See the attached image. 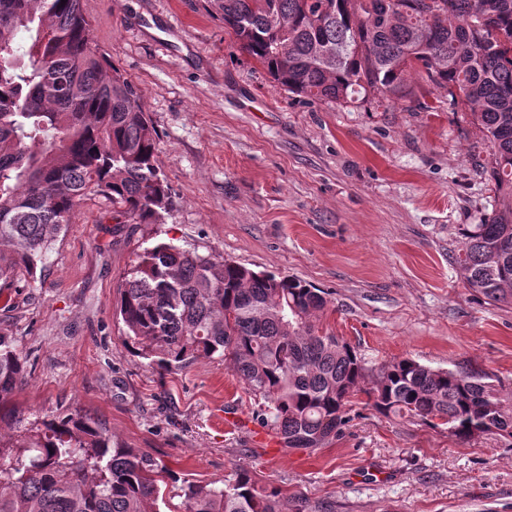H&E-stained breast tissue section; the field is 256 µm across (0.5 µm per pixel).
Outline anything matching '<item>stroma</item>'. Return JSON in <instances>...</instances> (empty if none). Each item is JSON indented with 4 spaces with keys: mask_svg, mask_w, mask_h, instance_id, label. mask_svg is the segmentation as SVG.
Masks as SVG:
<instances>
[{
    "mask_svg": "<svg viewBox=\"0 0 512 512\" xmlns=\"http://www.w3.org/2000/svg\"><path fill=\"white\" fill-rule=\"evenodd\" d=\"M94 38L136 86L175 199L160 224H118L86 201L30 288L0 291V330L30 371L19 406L100 415L195 481L234 467L334 512H512V439L460 442L354 405L343 435L289 451L216 358L161 371L114 315L135 253L174 241L328 293L324 327L366 361L472 366L512 390V304L467 288L460 228L491 217L489 148L446 88L336 106L273 86L212 0H82Z\"/></svg>",
    "mask_w": 512,
    "mask_h": 512,
    "instance_id": "1",
    "label": "stroma"
}]
</instances>
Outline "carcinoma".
<instances>
[{
  "label": "carcinoma",
  "instance_id": "carcinoma-1",
  "mask_svg": "<svg viewBox=\"0 0 512 512\" xmlns=\"http://www.w3.org/2000/svg\"><path fill=\"white\" fill-rule=\"evenodd\" d=\"M246 55L285 90L342 105L415 97L417 72L467 107L490 148L496 208L461 228L454 264L493 303H512V0H214ZM24 33L28 43L18 44ZM158 136L134 84L95 43L81 0H0V288H28L82 204L124 224L174 208ZM326 293L198 249L160 242L123 273L127 348L168 370L217 357L258 400L284 447L332 442L364 394L386 418L419 419L464 442L512 438V394L468 367L403 358L371 365L323 330ZM0 331V512H288V494L249 468L202 483L115 437L96 415L33 420L14 404L28 374Z\"/></svg>",
  "mask_w": 512,
  "mask_h": 512
}]
</instances>
